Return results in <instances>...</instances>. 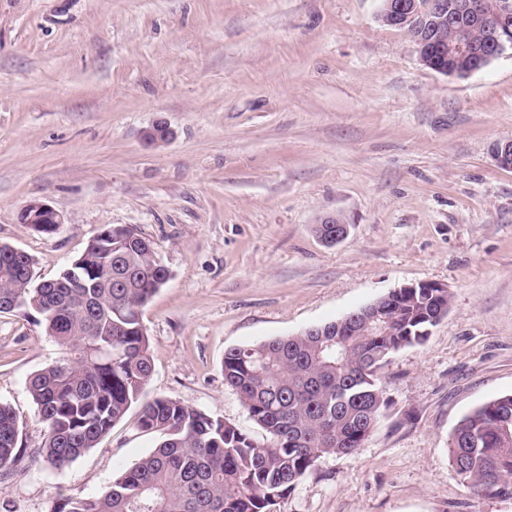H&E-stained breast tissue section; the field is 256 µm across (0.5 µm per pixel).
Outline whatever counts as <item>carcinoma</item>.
Here are the masks:
<instances>
[{
  "instance_id": "cac0c4a2",
  "label": "carcinoma",
  "mask_w": 512,
  "mask_h": 512,
  "mask_svg": "<svg viewBox=\"0 0 512 512\" xmlns=\"http://www.w3.org/2000/svg\"><path fill=\"white\" fill-rule=\"evenodd\" d=\"M32 266L0 245V313L22 312L62 350L28 383L46 432L32 457L67 468L135 405L137 428L160 438L101 494L53 512H271L321 457L362 446L388 406L381 370L423 344L450 304L448 289L417 283L336 321L229 349L224 384L265 432L260 441L171 398L139 404L152 373L142 309L169 272L137 229L105 226L51 281L35 280ZM21 433L0 403V475L24 460ZM448 448L473 502L512 496V394L467 414Z\"/></svg>"
}]
</instances>
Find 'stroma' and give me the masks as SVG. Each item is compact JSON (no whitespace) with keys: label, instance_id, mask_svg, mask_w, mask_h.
Listing matches in <instances>:
<instances>
[{"label":"stroma","instance_id":"35a3bbf8","mask_svg":"<svg viewBox=\"0 0 512 512\" xmlns=\"http://www.w3.org/2000/svg\"><path fill=\"white\" fill-rule=\"evenodd\" d=\"M380 0H0V244L56 278L105 225L154 243L169 278L142 311L144 399L255 439L227 350L337 320L393 289L448 288L447 315L382 371L388 407L356 453L327 455L272 512H512L472 504L458 422L512 394V53L464 77L424 66ZM165 123L171 139L143 133ZM34 199L56 233L18 219ZM341 216L347 237L314 228ZM59 346L0 314V402L45 429L28 391ZM129 410L57 471L24 458L0 512L100 494L158 439Z\"/></svg>","mask_w":512,"mask_h":512}]
</instances>
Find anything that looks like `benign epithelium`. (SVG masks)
Segmentation results:
<instances>
[{"instance_id":"benign-epithelium-1","label":"benign epithelium","mask_w":512,"mask_h":512,"mask_svg":"<svg viewBox=\"0 0 512 512\" xmlns=\"http://www.w3.org/2000/svg\"><path fill=\"white\" fill-rule=\"evenodd\" d=\"M505 2L477 9L472 0H382L378 17L389 25L407 23L418 32L423 65L446 75L466 76L489 65L508 48ZM24 224H63L46 201L34 199L19 212Z\"/></svg>"}]
</instances>
